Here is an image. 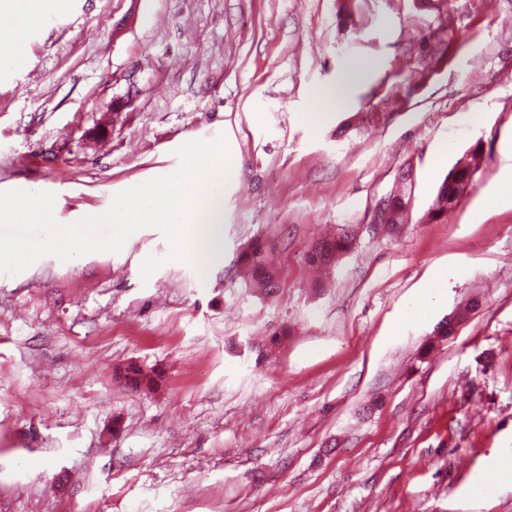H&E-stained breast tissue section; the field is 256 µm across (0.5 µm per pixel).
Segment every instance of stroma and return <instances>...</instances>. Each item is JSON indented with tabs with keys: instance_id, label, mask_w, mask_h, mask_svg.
I'll use <instances>...</instances> for the list:
<instances>
[{
	"instance_id": "obj_1",
	"label": "stroma",
	"mask_w": 512,
	"mask_h": 512,
	"mask_svg": "<svg viewBox=\"0 0 512 512\" xmlns=\"http://www.w3.org/2000/svg\"><path fill=\"white\" fill-rule=\"evenodd\" d=\"M22 54L0 66V191L55 193L72 223L220 135L239 177L205 273L145 228L0 274V512H512V207H480L512 144V0H71ZM401 189L404 223L373 224ZM258 238L269 295L240 260ZM131 361L162 390L114 381ZM465 160V157L461 158L460 165ZM476 171V168L472 165V160L462 166H459V161L456 162L439 186L435 205L437 213L452 208L457 203L463 190L472 183ZM350 243L351 238L348 234H343L333 240L319 242L308 253V260L315 267L328 266L336 260L338 255L349 249ZM448 276V270L440 269L437 271L434 279L425 287L422 288L419 294L414 299V308L422 316L430 313L434 304L439 298L438 282L443 281Z\"/></svg>"
}]
</instances>
